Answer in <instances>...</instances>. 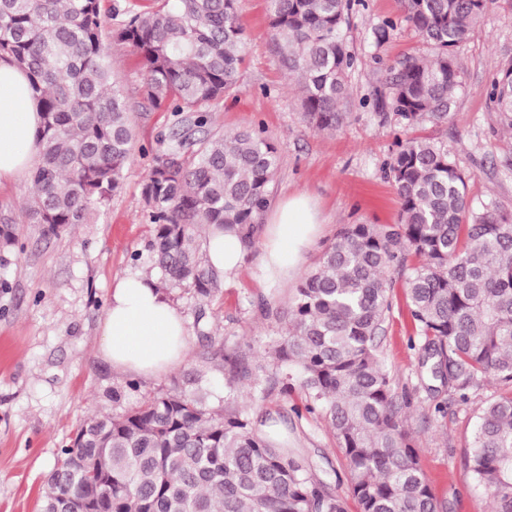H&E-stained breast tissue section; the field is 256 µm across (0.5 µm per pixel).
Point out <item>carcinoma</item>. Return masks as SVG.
Masks as SVG:
<instances>
[{
    "label": "carcinoma",
    "mask_w": 512,
    "mask_h": 512,
    "mask_svg": "<svg viewBox=\"0 0 512 512\" xmlns=\"http://www.w3.org/2000/svg\"><path fill=\"white\" fill-rule=\"evenodd\" d=\"M100 2L0 0V60L27 74L43 116L25 213L48 236L86 223L119 188L133 156ZM400 3L431 49L402 62L388 81L391 108L409 131L448 121L462 86L456 51L498 0ZM351 9V0H269L280 65L298 79L304 116L319 131H335L345 118L355 62L344 31ZM112 14L127 15L117 41L143 58L147 101L193 115L178 120L144 186L152 269L167 286L210 298L221 279L201 238L231 229L251 247L279 161L261 129L191 140V128L207 124L202 106L237 88L245 24L236 0H114ZM486 95L512 128V64L492 74ZM388 176L400 223L345 227L301 277L269 354L276 366L297 369L307 399L296 415L327 418L360 512H440L405 426L411 397L397 391L378 354L390 270L410 269L404 289L422 365L459 404L489 380L502 386L475 408L468 464L490 512H512V213L471 206L465 174L430 139L399 141ZM207 359L227 372L224 405L171 390L85 420L72 447L61 449L42 512H346L288 441L259 432L238 404V386L256 390L260 375L222 344Z\"/></svg>",
    "instance_id": "1"
}]
</instances>
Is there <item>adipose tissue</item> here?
Segmentation results:
<instances>
[{
	"label": "adipose tissue",
	"instance_id": "obj_1",
	"mask_svg": "<svg viewBox=\"0 0 512 512\" xmlns=\"http://www.w3.org/2000/svg\"><path fill=\"white\" fill-rule=\"evenodd\" d=\"M41 121L26 75L0 60V182L18 178L36 155ZM321 222L310 198L289 196L269 215L260 256L269 282L292 278L318 237ZM203 249L218 275L241 267L246 247L233 232L211 231ZM187 349V329L179 309L147 274L119 279L101 327V351L113 368L155 376L179 364Z\"/></svg>",
	"mask_w": 512,
	"mask_h": 512
}]
</instances>
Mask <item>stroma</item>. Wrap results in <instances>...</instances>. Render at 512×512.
<instances>
[{"mask_svg": "<svg viewBox=\"0 0 512 512\" xmlns=\"http://www.w3.org/2000/svg\"><path fill=\"white\" fill-rule=\"evenodd\" d=\"M237 9L247 32L245 66L237 90L207 105V128L263 129L279 155L270 205L298 193L314 199L322 226L302 265L307 271L344 225L399 222V200L386 170L401 127L380 93L393 68L428 49L404 22L399 0H353L347 37L356 63L346 118L337 131H319L303 114L295 78L279 66L268 36L267 0H238ZM388 21L394 29L376 41V29ZM457 62L463 86L448 123L425 124L420 134L447 145L469 177L473 205L492 201L510 212L512 131L490 105L486 85L492 73L512 63V0H500L471 29ZM144 71L137 54L113 47L112 75L127 96L136 152L119 189L86 223L44 235L41 225L23 214L27 177L0 184V219H13L16 228L15 245L0 250V512H40L59 453L87 418L122 413L175 388L222 401L224 369L206 362L209 340L236 351L251 369L268 374L274 368L266 351L282 334L298 282L264 283L257 245L211 301L168 291L188 331V352L178 366L138 379L132 390L129 376L100 355L101 321L116 282L150 270L152 226L143 187L177 123L173 112L145 99ZM391 276L396 286L380 350L397 387L411 394L406 424L421 468L443 512H488L489 499L474 486L467 467L473 408L449 402L446 389L422 368L421 350L409 346L415 326L402 288L405 273L396 269ZM305 398L301 388L286 393L271 382L263 398L253 399L246 388L239 402L251 406L254 419H274L289 447L307 449L315 476L344 498L347 512H358L346 462L326 419L300 418L293 410Z\"/></svg>", "mask_w": 512, "mask_h": 512, "instance_id": "1", "label": "stroma"}]
</instances>
